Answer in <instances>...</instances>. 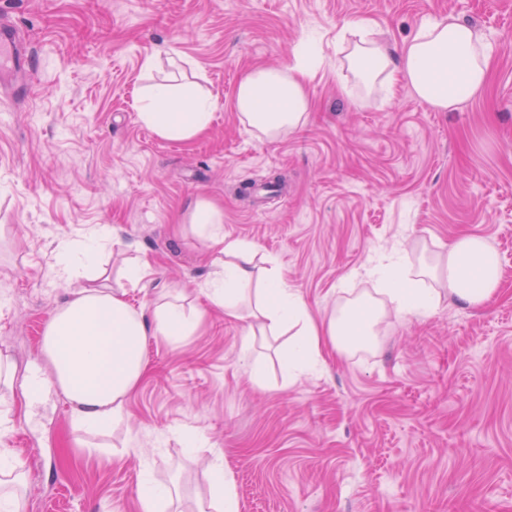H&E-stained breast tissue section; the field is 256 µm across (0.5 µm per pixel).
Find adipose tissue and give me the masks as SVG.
<instances>
[{"label":"adipose tissue","mask_w":512,"mask_h":512,"mask_svg":"<svg viewBox=\"0 0 512 512\" xmlns=\"http://www.w3.org/2000/svg\"><path fill=\"white\" fill-rule=\"evenodd\" d=\"M369 18L347 21L336 36L337 71L341 80L355 79L366 90H386L404 78L413 94L440 111L457 109L485 88L493 44L479 28L459 19L429 18L400 53L376 38ZM310 72L303 60L288 69H256L239 81L235 109L241 123L274 140L307 120ZM213 104L188 97L174 101L167 85L155 86L138 118L159 139L187 142L206 131ZM184 221L201 240L219 246L224 256L200 292L223 306L226 316L239 318L241 305L259 330L292 333L285 369L289 377L319 372L325 348L351 352L370 348L376 325L394 312L402 317H428L445 301L478 308L499 288L497 252L483 237L458 236L436 263L407 264L399 251L382 254L364 268L375 280L376 295H362L317 323L298 292L288 287L276 267L257 269L253 248L224 235V214L211 201L199 199ZM98 236L62 242L56 269L75 283L69 298L49 320L43 354L49 375L34 373L19 386L27 406L40 403L47 391L62 393L72 407L75 428L107 430L123 419L125 399L140 380L147 334L170 341L189 335L196 316L186 314L169 296H161L152 322H145L124 301L120 289L95 285Z\"/></svg>","instance_id":"ef3b65f1"}]
</instances>
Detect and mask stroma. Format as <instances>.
Segmentation results:
<instances>
[{"mask_svg": "<svg viewBox=\"0 0 512 512\" xmlns=\"http://www.w3.org/2000/svg\"><path fill=\"white\" fill-rule=\"evenodd\" d=\"M375 21L400 51L428 17L452 16L494 45L483 93L453 112L404 84L365 95L336 76V34ZM34 56L28 96L0 95V360L42 364L41 336L71 283L56 248L95 229L101 267L152 317L158 289L184 294L196 330L147 336L125 419L75 429L50 392L27 408L0 395V444L21 461V512H138V489H177L161 512H196L224 458L236 512H512V0H0ZM313 38L306 125L274 141L239 122L251 69L287 68ZM158 84L215 104L190 143L163 141L137 112ZM224 210L225 236L253 244L316 321L372 292L348 274L377 251L438 250L484 236L501 288L484 306L388 316L372 348L324 353L295 381L288 339L197 288L215 252L181 224L196 199ZM143 267L139 283L125 265Z\"/></svg>", "mask_w": 512, "mask_h": 512, "instance_id": "35a3bbf8", "label": "stroma"}]
</instances>
